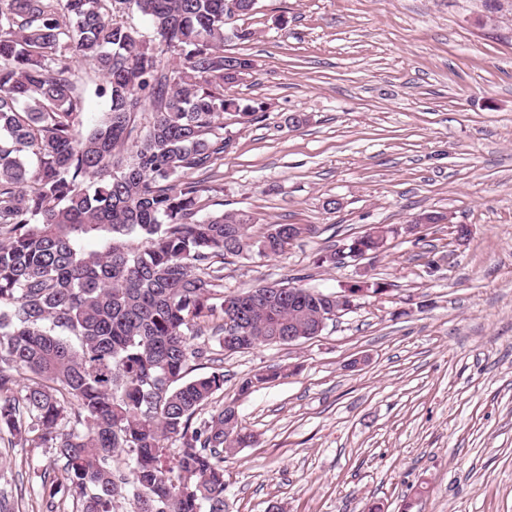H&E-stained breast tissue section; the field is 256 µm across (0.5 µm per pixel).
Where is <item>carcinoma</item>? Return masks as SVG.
<instances>
[{"label": "carcinoma", "mask_w": 512, "mask_h": 512, "mask_svg": "<svg viewBox=\"0 0 512 512\" xmlns=\"http://www.w3.org/2000/svg\"><path fill=\"white\" fill-rule=\"evenodd\" d=\"M146 16L152 36L114 14ZM254 0H0V444L51 448L46 512H228L224 455L252 441L233 404L200 411L224 371L188 380L210 352L306 336L336 295L282 283L224 294L216 263L257 247L277 256L287 227L256 243L253 216L210 213L182 176L224 158V114L260 105L226 93L253 68L224 53L226 20ZM178 63L167 68L163 56ZM106 119L82 131L86 81ZM150 111L146 125L137 115ZM104 231L98 250L84 237ZM140 244H134V241ZM282 376L272 365L238 392ZM176 445L177 453L167 454ZM124 457L118 475L113 458Z\"/></svg>", "instance_id": "obj_1"}]
</instances>
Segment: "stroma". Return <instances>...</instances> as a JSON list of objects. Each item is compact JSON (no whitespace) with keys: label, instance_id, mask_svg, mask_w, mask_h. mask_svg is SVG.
<instances>
[{"label":"stroma","instance_id":"obj_1","mask_svg":"<svg viewBox=\"0 0 512 512\" xmlns=\"http://www.w3.org/2000/svg\"><path fill=\"white\" fill-rule=\"evenodd\" d=\"M231 25L252 36L225 52L254 63L232 93L265 110L225 115L231 149L190 178L209 211L253 215L252 238L305 232L226 258L225 292L363 274L385 291L315 338L224 354L212 406L255 436L224 461L230 512H512V0H258ZM428 212L444 223L406 232ZM379 224L402 229L380 253L318 265ZM273 364L287 377L239 395ZM50 457L0 447L16 512H42Z\"/></svg>","mask_w":512,"mask_h":512}]
</instances>
